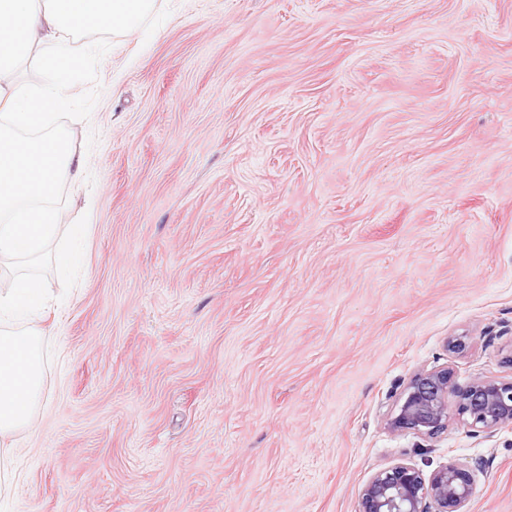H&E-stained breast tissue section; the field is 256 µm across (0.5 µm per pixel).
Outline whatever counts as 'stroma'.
Instances as JSON below:
<instances>
[{"instance_id":"1","label":"stroma","mask_w":512,"mask_h":512,"mask_svg":"<svg viewBox=\"0 0 512 512\" xmlns=\"http://www.w3.org/2000/svg\"><path fill=\"white\" fill-rule=\"evenodd\" d=\"M74 44L84 257L34 268L0 512H359L451 459L512 512L511 427L388 425L416 373L512 379V0H155Z\"/></svg>"}]
</instances>
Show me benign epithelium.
Returning a JSON list of instances; mask_svg holds the SVG:
<instances>
[{
	"instance_id": "obj_1",
	"label": "benign epithelium",
	"mask_w": 512,
	"mask_h": 512,
	"mask_svg": "<svg viewBox=\"0 0 512 512\" xmlns=\"http://www.w3.org/2000/svg\"><path fill=\"white\" fill-rule=\"evenodd\" d=\"M453 416L461 417L471 432L489 437L512 426V380L477 377L460 386L447 366L417 373L388 425L432 438L447 430ZM479 473L480 467L452 459L429 476L398 463L371 478L359 512H469Z\"/></svg>"
}]
</instances>
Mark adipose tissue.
<instances>
[{
    "mask_svg": "<svg viewBox=\"0 0 512 512\" xmlns=\"http://www.w3.org/2000/svg\"><path fill=\"white\" fill-rule=\"evenodd\" d=\"M153 0H0V259L36 262L56 233L50 201L62 181L84 177L86 161L68 148L70 133L49 125V110L70 89L69 36L127 34L139 28ZM37 57L43 87L19 85L17 71ZM41 281L20 274L0 283V319L23 328L0 330V491L10 486L13 450L8 440L31 422L42 398L38 331L29 319L41 310Z\"/></svg>",
    "mask_w": 512,
    "mask_h": 512,
    "instance_id": "adipose-tissue-1",
    "label": "adipose tissue"
}]
</instances>
